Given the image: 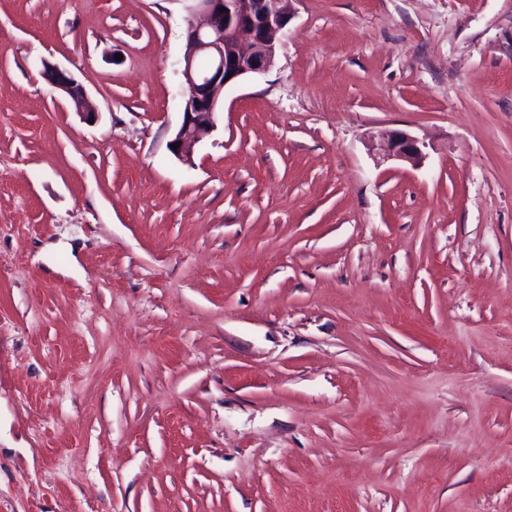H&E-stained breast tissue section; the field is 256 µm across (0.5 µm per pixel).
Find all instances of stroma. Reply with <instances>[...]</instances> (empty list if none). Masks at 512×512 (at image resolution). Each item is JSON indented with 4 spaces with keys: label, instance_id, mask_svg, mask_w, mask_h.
<instances>
[{
    "label": "stroma",
    "instance_id": "obj_1",
    "mask_svg": "<svg viewBox=\"0 0 512 512\" xmlns=\"http://www.w3.org/2000/svg\"><path fill=\"white\" fill-rule=\"evenodd\" d=\"M293 8L186 163L185 0H0V512H512V0ZM43 66V76L72 102L78 112H96L89 104L86 89L67 70L46 63ZM383 138L387 141L388 155L404 160L414 165L425 156L426 145L414 136L401 131L384 132Z\"/></svg>",
    "mask_w": 512,
    "mask_h": 512
}]
</instances>
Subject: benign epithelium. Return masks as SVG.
Segmentation results:
<instances>
[{
    "label": "benign epithelium",
    "mask_w": 512,
    "mask_h": 512,
    "mask_svg": "<svg viewBox=\"0 0 512 512\" xmlns=\"http://www.w3.org/2000/svg\"><path fill=\"white\" fill-rule=\"evenodd\" d=\"M192 20L186 32L181 75L190 94L172 142L179 159L189 161L196 147L214 130L226 87L244 77L268 71L275 63L278 36L292 17V0H187ZM43 76L77 111L90 114L86 89L65 69L44 65ZM388 155L414 165L426 145L401 131H387Z\"/></svg>",
    "instance_id": "benign-epithelium-1"
}]
</instances>
